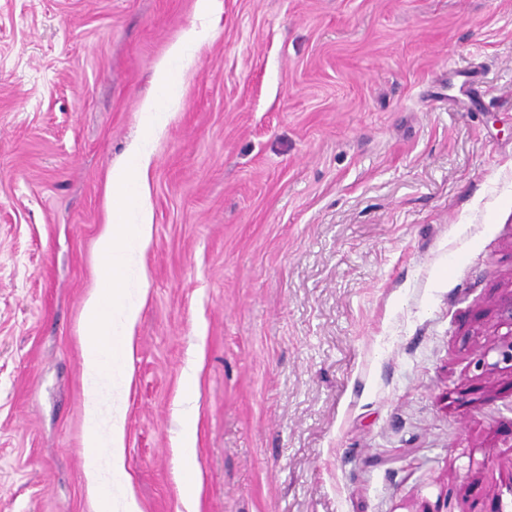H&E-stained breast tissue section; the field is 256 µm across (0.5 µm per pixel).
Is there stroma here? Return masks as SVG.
<instances>
[{
	"label": "stroma",
	"mask_w": 512,
	"mask_h": 512,
	"mask_svg": "<svg viewBox=\"0 0 512 512\" xmlns=\"http://www.w3.org/2000/svg\"><path fill=\"white\" fill-rule=\"evenodd\" d=\"M154 144L126 467L186 512H512V0H222ZM196 0H0V512H92L105 183ZM485 367H478V360ZM499 314L504 324L510 327V331L495 348L498 359L494 366L504 364L503 368H508L512 372V295L505 297L499 305ZM200 362L197 357L190 361L185 369L182 380V397L179 402V416L181 431L177 438L176 448L183 469L192 471L193 458L197 441L198 409L196 406V394L199 382Z\"/></svg>",
	"instance_id": "35a3bbf8"
}]
</instances>
